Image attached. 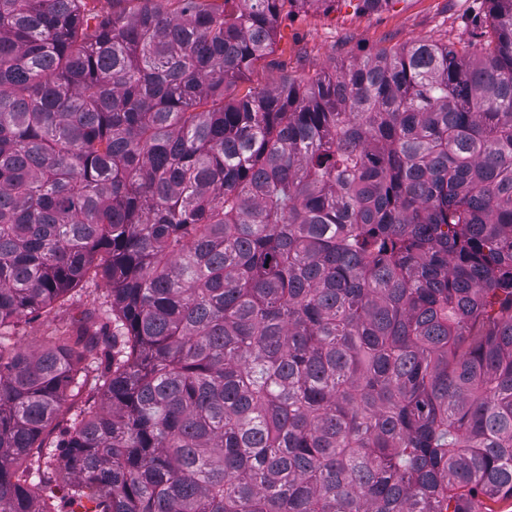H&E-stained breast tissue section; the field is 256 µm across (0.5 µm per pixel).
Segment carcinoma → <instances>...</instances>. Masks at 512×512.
Here are the masks:
<instances>
[{
  "instance_id": "cac0c4a2",
  "label": "carcinoma",
  "mask_w": 512,
  "mask_h": 512,
  "mask_svg": "<svg viewBox=\"0 0 512 512\" xmlns=\"http://www.w3.org/2000/svg\"><path fill=\"white\" fill-rule=\"evenodd\" d=\"M89 2L0 0V512L512 499V0L241 96L310 0ZM92 271L105 324L10 344ZM92 375H90L89 383L79 393H68L66 399L63 401L59 414L56 420L48 428L45 440L47 444H56L59 440L64 438L65 431L69 426V423L76 414L81 411H87L89 405H93L96 402L97 407L100 406V395L94 389L91 383Z\"/></svg>"
}]
</instances>
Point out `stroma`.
<instances>
[{
	"label": "stroma",
	"instance_id": "obj_1",
	"mask_svg": "<svg viewBox=\"0 0 512 512\" xmlns=\"http://www.w3.org/2000/svg\"><path fill=\"white\" fill-rule=\"evenodd\" d=\"M485 11L479 0H391L376 11L362 10L360 0H318L289 8L279 18L273 52L254 65L236 91L272 88L287 78L298 80L419 41L458 48L483 41L491 34ZM108 288L103 276L86 277L69 300L42 317L21 321L13 331L16 346L38 349L54 327L106 310Z\"/></svg>",
	"mask_w": 512,
	"mask_h": 512
}]
</instances>
